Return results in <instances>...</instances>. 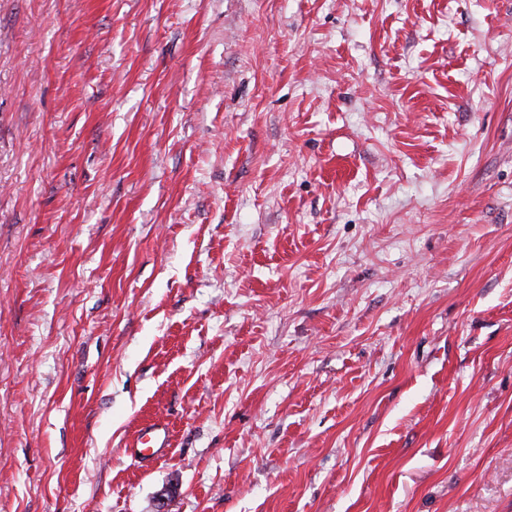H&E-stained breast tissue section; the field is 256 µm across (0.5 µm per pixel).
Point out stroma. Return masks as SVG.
Masks as SVG:
<instances>
[{"label": "stroma", "mask_w": 512, "mask_h": 512, "mask_svg": "<svg viewBox=\"0 0 512 512\" xmlns=\"http://www.w3.org/2000/svg\"><path fill=\"white\" fill-rule=\"evenodd\" d=\"M0 512H512V0H0ZM169 432L165 425L148 423L141 427L136 442L125 453L136 460H157L168 451Z\"/></svg>", "instance_id": "stroma-1"}]
</instances>
